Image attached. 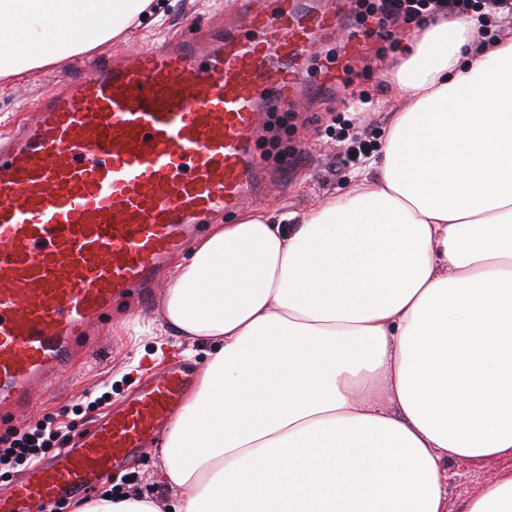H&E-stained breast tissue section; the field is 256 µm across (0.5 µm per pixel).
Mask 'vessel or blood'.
I'll return each instance as SVG.
<instances>
[{"label": "vessel or blood", "mask_w": 512, "mask_h": 512, "mask_svg": "<svg viewBox=\"0 0 512 512\" xmlns=\"http://www.w3.org/2000/svg\"><path fill=\"white\" fill-rule=\"evenodd\" d=\"M346 0H242L202 41L117 54L45 97L0 148V409L58 392L87 325L147 287L213 216L256 200L265 105L312 95L304 71ZM191 384L173 370L30 467L0 512H50L109 481Z\"/></svg>", "instance_id": "obj_1"}]
</instances>
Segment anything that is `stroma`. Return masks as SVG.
<instances>
[{
    "label": "stroma",
    "mask_w": 512,
    "mask_h": 512,
    "mask_svg": "<svg viewBox=\"0 0 512 512\" xmlns=\"http://www.w3.org/2000/svg\"><path fill=\"white\" fill-rule=\"evenodd\" d=\"M167 21L163 28L150 22L127 33L126 41L101 46L83 56L64 59L0 84V135L20 121L31 117L36 100L60 88L78 68L96 62L113 51L132 55L148 44L179 35L197 36L208 32L217 14L234 10L237 0H161ZM413 34L409 26L398 29L392 44H385L373 35L357 40L358 50L348 64L353 80L351 87L337 86L333 95L300 102L298 107L282 109L283 127L279 130L277 150L284 159V178L267 186L257 208L281 212H303L325 199L343 194L352 176L362 167L381 159L389 114L398 107L392 94L396 73L404 58V48ZM365 91L370 101L353 103L352 91ZM368 124V134L375 149L358 162L342 166L337 155L346 149L360 124ZM163 313L162 294L152 295L148 302L137 298L118 301L112 314L99 324L104 338L101 349L91 351L86 367L77 374L63 373L62 392L55 396H39L33 408L0 412V437L12 434L25 424L39 420L65 423L70 427L71 443H79L96 421L122 407L146 382L164 375L169 368L190 363L201 370L200 359H186L179 338L169 340L168 354L161 364L151 359L150 342H133L131 337L113 334V326L136 318H160ZM161 440H154L140 449L130 461L125 476L112 484L95 489V496L108 492H135L156 498L167 493L162 479L159 457ZM498 468L480 466L467 459L448 465V509L457 512L465 498L474 494L487 481L494 479Z\"/></svg>",
    "instance_id": "35a3bbf8"
}]
</instances>
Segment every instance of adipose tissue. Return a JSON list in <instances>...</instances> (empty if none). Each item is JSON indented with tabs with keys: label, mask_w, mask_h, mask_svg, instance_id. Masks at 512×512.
<instances>
[{
	"label": "adipose tissue",
	"mask_w": 512,
	"mask_h": 512,
	"mask_svg": "<svg viewBox=\"0 0 512 512\" xmlns=\"http://www.w3.org/2000/svg\"><path fill=\"white\" fill-rule=\"evenodd\" d=\"M157 0H0V80L124 38ZM431 25L382 161L281 223L214 225L136 341L204 347L163 448L174 501L74 512H447L448 463L512 459V39ZM459 512H512V469Z\"/></svg>",
	"instance_id": "obj_1"
}]
</instances>
